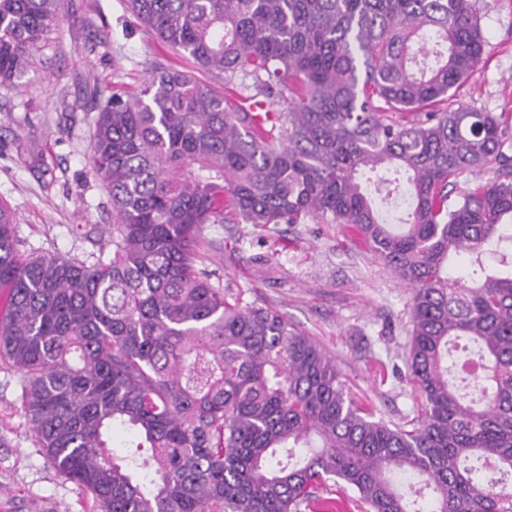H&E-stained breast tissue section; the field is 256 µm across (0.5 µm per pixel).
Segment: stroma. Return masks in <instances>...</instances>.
<instances>
[{"mask_svg": "<svg viewBox=\"0 0 512 512\" xmlns=\"http://www.w3.org/2000/svg\"><path fill=\"white\" fill-rule=\"evenodd\" d=\"M483 59L459 90L484 112L512 113V0H477ZM196 72L153 37L126 0H61L57 25L16 85L0 84V204L15 216L21 254L109 261L112 202L91 172L98 103L138 89L148 69ZM198 268L229 297L269 306L335 359L351 395L377 417L417 424L421 399L406 365L411 294L344 225L242 220L206 225ZM266 253L269 264L255 263ZM22 373L0 361V493L13 512H99L91 494L45 458L21 410Z\"/></svg>", "mask_w": 512, "mask_h": 512, "instance_id": "35a3bbf8", "label": "stroma"}]
</instances>
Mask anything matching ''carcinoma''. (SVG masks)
Segmentation results:
<instances>
[{"instance_id":"carcinoma-1","label":"carcinoma","mask_w":512,"mask_h":512,"mask_svg":"<svg viewBox=\"0 0 512 512\" xmlns=\"http://www.w3.org/2000/svg\"><path fill=\"white\" fill-rule=\"evenodd\" d=\"M59 3L0 0V84L34 63ZM128 7L224 91L152 68L98 110L109 262L22 257L0 206V359L24 375L47 459L101 512H332L331 485L365 512H512V122L455 99L484 51L475 0ZM480 168L494 177L451 198ZM403 197L396 229L382 207ZM228 214L344 224L412 289L416 427L375 418L312 338L196 269L205 225ZM461 254L469 284L448 273ZM463 337L481 364L470 393L449 379ZM116 428L149 459L117 454Z\"/></svg>"}]
</instances>
